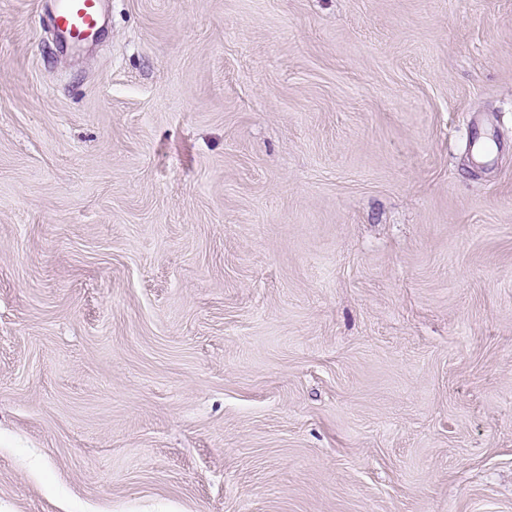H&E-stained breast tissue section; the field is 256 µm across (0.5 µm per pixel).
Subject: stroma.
I'll return each instance as SVG.
<instances>
[{
  "instance_id": "obj_1",
  "label": "stroma",
  "mask_w": 512,
  "mask_h": 512,
  "mask_svg": "<svg viewBox=\"0 0 512 512\" xmlns=\"http://www.w3.org/2000/svg\"><path fill=\"white\" fill-rule=\"evenodd\" d=\"M0 0V512H512V0ZM53 27L73 44L92 38L98 32L100 0H52Z\"/></svg>"
}]
</instances>
